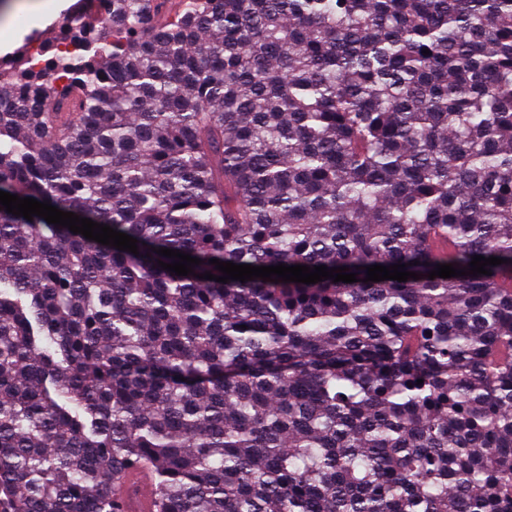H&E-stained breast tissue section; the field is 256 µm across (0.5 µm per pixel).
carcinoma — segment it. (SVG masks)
<instances>
[{
  "label": "carcinoma",
  "mask_w": 512,
  "mask_h": 512,
  "mask_svg": "<svg viewBox=\"0 0 512 512\" xmlns=\"http://www.w3.org/2000/svg\"><path fill=\"white\" fill-rule=\"evenodd\" d=\"M57 28L0 59V191L139 254L0 207V512H123L136 465L156 512H512V0ZM475 255L505 263L428 278ZM394 264L419 279L362 282ZM138 489V495L128 500L132 512H155L154 479L146 468L128 470L115 485L116 497L127 499L129 488Z\"/></svg>",
  "instance_id": "cac0c4a2"
}]
</instances>
